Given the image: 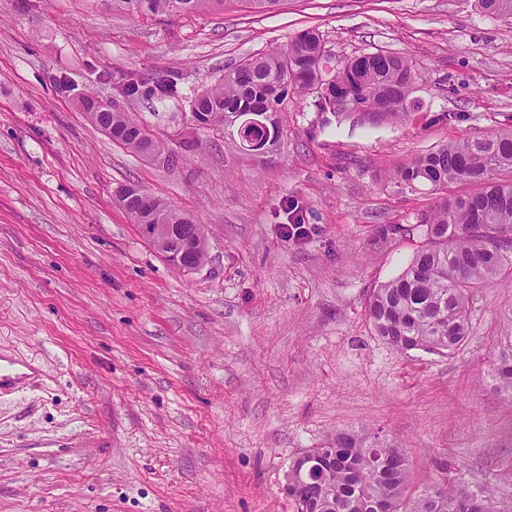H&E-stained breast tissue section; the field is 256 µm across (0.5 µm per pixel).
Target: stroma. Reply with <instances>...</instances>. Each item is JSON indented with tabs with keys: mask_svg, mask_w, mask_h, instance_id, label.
Listing matches in <instances>:
<instances>
[{
	"mask_svg": "<svg viewBox=\"0 0 512 512\" xmlns=\"http://www.w3.org/2000/svg\"><path fill=\"white\" fill-rule=\"evenodd\" d=\"M306 30L336 68L409 57L422 110L360 125L307 96L269 162L193 125L196 93ZM130 74L177 91L122 97ZM86 92L180 164L113 143ZM511 127L512 19L474 0H228L151 19L107 0H0V354L42 370L0 395V512H295L293 457L363 426L407 453L414 490L445 460L450 479L511 498L512 402L489 386L488 348L512 288L479 294L450 356L402 355L364 315L413 250L378 227L435 201L385 171ZM129 183L206 227L203 266L181 272L141 235L116 199ZM292 205L298 242L281 229Z\"/></svg>",
	"mask_w": 512,
	"mask_h": 512,
	"instance_id": "stroma-1",
	"label": "stroma"
}]
</instances>
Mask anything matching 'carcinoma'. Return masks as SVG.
<instances>
[{
    "instance_id": "obj_1",
    "label": "carcinoma",
    "mask_w": 512,
    "mask_h": 512,
    "mask_svg": "<svg viewBox=\"0 0 512 512\" xmlns=\"http://www.w3.org/2000/svg\"><path fill=\"white\" fill-rule=\"evenodd\" d=\"M228 0H112V9L149 18L217 11ZM490 17L512 19V0H476ZM331 61L320 35L303 32L284 45L250 56L224 71L214 85L191 101L203 128H239L249 111L269 112L274 121L255 137L277 151L282 115L292 103L316 95L322 111L353 112L358 122H403L421 108L412 98L415 71L408 59L367 53L348 59L330 74ZM164 80L144 88L129 79L124 93H167ZM81 106L113 142L139 154L151 152L168 167L179 156L140 137L142 127L120 109L85 96ZM390 180L436 194L430 210L415 224H388L378 237L415 246L408 266L368 297L365 316L375 335L401 354L422 351L448 356L471 337L478 291L512 283V128L483 137H465L417 155L388 171ZM453 185L471 190L448 193ZM123 208L136 224H168L169 236L151 241L161 254L191 250L187 259L203 264L207 237L193 216L149 192L130 193ZM508 334L490 344V375L498 392L512 398V315ZM413 464L404 451L380 433L361 428L340 431L309 448L288 467V499L297 512H512V500H492L463 485L436 482L418 495L411 490Z\"/></svg>"
}]
</instances>
